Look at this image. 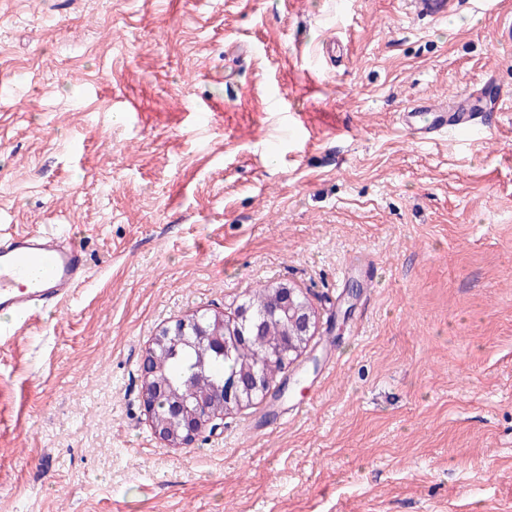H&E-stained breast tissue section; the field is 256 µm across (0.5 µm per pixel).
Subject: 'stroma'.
<instances>
[{
  "label": "stroma",
  "mask_w": 512,
  "mask_h": 512,
  "mask_svg": "<svg viewBox=\"0 0 512 512\" xmlns=\"http://www.w3.org/2000/svg\"><path fill=\"white\" fill-rule=\"evenodd\" d=\"M506 16L0 0V228L91 268L0 336V512H512ZM487 82L480 139L401 121ZM280 281L316 314L302 354L217 433L155 438L154 336Z\"/></svg>",
  "instance_id": "stroma-1"
}]
</instances>
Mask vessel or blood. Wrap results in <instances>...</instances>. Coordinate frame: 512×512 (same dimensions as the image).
Listing matches in <instances>:
<instances>
[{
	"label": "vessel or blood",
	"instance_id": "b4317fda",
	"mask_svg": "<svg viewBox=\"0 0 512 512\" xmlns=\"http://www.w3.org/2000/svg\"><path fill=\"white\" fill-rule=\"evenodd\" d=\"M483 107L474 92L433 105L413 103L402 112L403 124L420 139L435 142L449 130L475 126ZM88 258L66 236L46 233H0V310L14 324L27 325L46 308L58 307L86 280Z\"/></svg>",
	"mask_w": 512,
	"mask_h": 512
}]
</instances>
